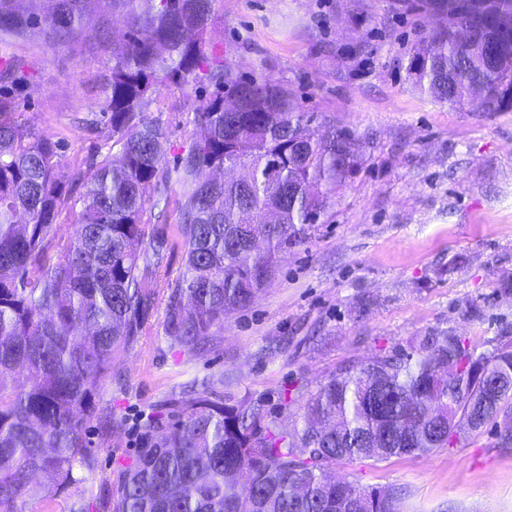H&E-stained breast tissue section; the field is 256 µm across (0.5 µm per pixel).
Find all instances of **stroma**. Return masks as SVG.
Instances as JSON below:
<instances>
[{"label": "stroma", "instance_id": "1", "mask_svg": "<svg viewBox=\"0 0 512 512\" xmlns=\"http://www.w3.org/2000/svg\"><path fill=\"white\" fill-rule=\"evenodd\" d=\"M13 9L22 26L0 30V71L14 72L15 117L59 142L68 169H86L112 152L82 121L105 110L125 21L86 0L84 22L63 41L30 21L32 0ZM436 24L423 0H216L205 54L288 86L301 110L354 133L364 162L324 223L249 307L212 328L206 348L171 344L157 303L92 400L95 467L75 466L72 484L44 486L23 512H71L77 500L97 512L135 457L141 424L192 383L223 382L225 394L276 414L297 383L313 388L347 363L415 352L435 329L479 354L512 344V111L458 109L413 87L407 59ZM208 98L197 84L154 95L148 117L165 132L168 169L198 139L194 114ZM510 427L512 407L454 446L343 460L329 473L401 490L398 512H512V443L500 437Z\"/></svg>", "mask_w": 512, "mask_h": 512}]
</instances>
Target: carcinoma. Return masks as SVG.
Returning a JSON list of instances; mask_svg holds the SVG:
<instances>
[{
	"mask_svg": "<svg viewBox=\"0 0 512 512\" xmlns=\"http://www.w3.org/2000/svg\"><path fill=\"white\" fill-rule=\"evenodd\" d=\"M83 0H37L34 17L62 40ZM127 19L112 44L108 137L117 152L63 169L58 145L24 129L0 91V512L66 485L95 466L87 407L136 344L159 293L166 335L190 351L257 298L288 251L335 205L332 193L362 162V142L288 89L243 78L204 55L215 0H107ZM440 16L406 66L413 86L476 112L512 108V0H427ZM160 82L207 83L195 112L201 137L181 158L177 233L185 271L170 279L168 229L147 217V194L171 180L163 129L146 115ZM84 182L74 235L57 237L73 186ZM149 240L151 254L136 244ZM26 371L18 385L14 372ZM305 400L288 428L260 400L224 386L164 404L147 420L135 462L108 489L103 512H396L397 492L328 482L339 461L446 448L512 404V349L477 355L450 330L414 354L353 362Z\"/></svg>",
	"mask_w": 512,
	"mask_h": 512,
	"instance_id": "1",
	"label": "carcinoma"
}]
</instances>
